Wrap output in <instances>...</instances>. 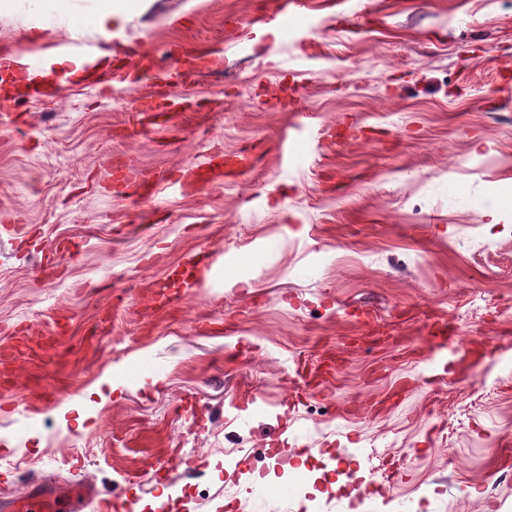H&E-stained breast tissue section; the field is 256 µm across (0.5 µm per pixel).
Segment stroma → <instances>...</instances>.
I'll return each mask as SVG.
<instances>
[{
	"label": "stroma",
	"mask_w": 512,
	"mask_h": 512,
	"mask_svg": "<svg viewBox=\"0 0 512 512\" xmlns=\"http://www.w3.org/2000/svg\"><path fill=\"white\" fill-rule=\"evenodd\" d=\"M98 2L0 14V47L72 32L99 67L0 80V474L131 480L134 512H512V0H134L108 38ZM436 316L463 374L430 385ZM349 463L398 477L356 503Z\"/></svg>",
	"instance_id": "obj_1"
}]
</instances>
